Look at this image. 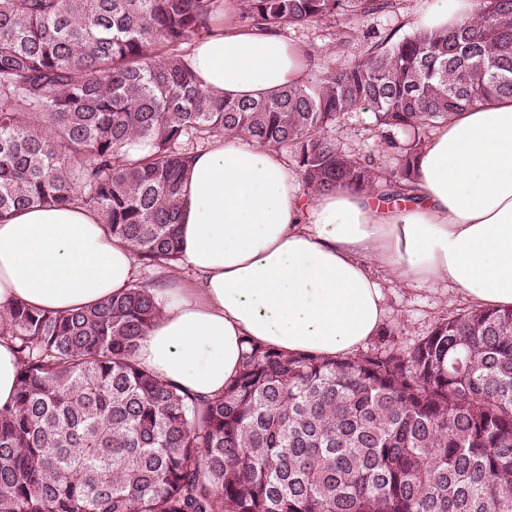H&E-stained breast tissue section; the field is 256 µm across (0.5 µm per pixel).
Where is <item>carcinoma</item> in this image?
I'll list each match as a JSON object with an SVG mask.
<instances>
[{
	"label": "carcinoma",
	"mask_w": 512,
	"mask_h": 512,
	"mask_svg": "<svg viewBox=\"0 0 512 512\" xmlns=\"http://www.w3.org/2000/svg\"><path fill=\"white\" fill-rule=\"evenodd\" d=\"M394 0H0V216L82 203L147 267L179 261L198 142L251 137L295 158L313 192L411 190L421 133L512 96V0L403 37L258 99L200 88L183 45L214 20L259 32L348 25ZM367 108L413 134L381 169L327 135ZM151 153L132 158L129 140ZM161 313L151 285L69 313L16 302L19 357L0 410V512H512V309L438 319L409 349L326 358L247 342L221 393L137 361Z\"/></svg>",
	"instance_id": "1"
}]
</instances>
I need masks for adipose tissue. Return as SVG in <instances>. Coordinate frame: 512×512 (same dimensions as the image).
I'll return each instance as SVG.
<instances>
[{
    "instance_id": "obj_1",
    "label": "adipose tissue",
    "mask_w": 512,
    "mask_h": 512,
    "mask_svg": "<svg viewBox=\"0 0 512 512\" xmlns=\"http://www.w3.org/2000/svg\"><path fill=\"white\" fill-rule=\"evenodd\" d=\"M481 0H423L415 26L443 30ZM187 66L207 92L257 98L305 83L303 49L225 19ZM180 261L195 283L156 289L161 314L142 366L202 396L223 390L246 341L285 353L359 351L384 322L374 269L441 289L473 308H512V97L459 110L422 147L410 200L347 188L314 193L277 150L217 136L183 184ZM137 252L88 206L22 209L0 219V309L103 302L132 282Z\"/></svg>"
}]
</instances>
